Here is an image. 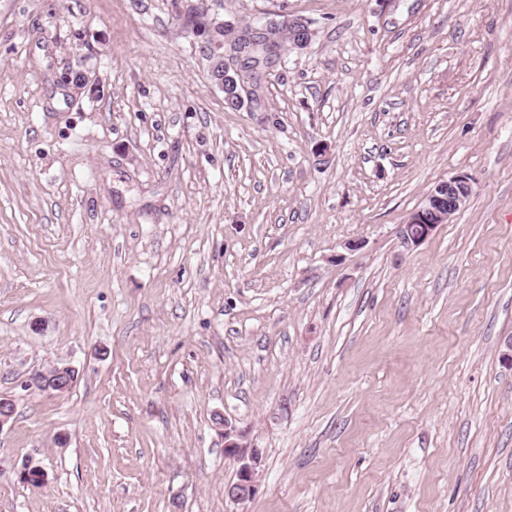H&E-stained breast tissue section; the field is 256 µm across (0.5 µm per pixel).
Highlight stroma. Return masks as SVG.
<instances>
[{
	"instance_id": "obj_1",
	"label": "stroma",
	"mask_w": 512,
	"mask_h": 512,
	"mask_svg": "<svg viewBox=\"0 0 512 512\" xmlns=\"http://www.w3.org/2000/svg\"><path fill=\"white\" fill-rule=\"evenodd\" d=\"M511 337L512 0H0V512H512ZM283 23H269L266 26V32L261 36H257L251 32L250 28H239L234 26L236 25L235 23L224 21V28L226 26L236 27V32L240 36L236 37L235 41L227 43L224 31L212 34L213 30H211L208 32L207 40L210 39L211 34L212 38L208 41L209 46H207V49L211 51L210 46L214 44V41H221L225 50H230V52L235 53V56L237 54L238 56L245 57L244 64L247 65L246 67L257 73V70L263 69L269 64L270 58L276 54L277 50L288 46V40L282 38ZM221 42H215L214 51H217L222 46ZM470 193L471 187L463 177L439 183L403 225L404 242L418 244L424 241L439 224L448 223L466 205ZM75 373V368L70 365L53 366L49 370L33 373L25 386L42 392H53V389H56L54 392L61 393L57 390L70 387ZM225 424L224 430V451L227 455L233 456L240 462L238 468V480L228 487V497L233 501H244L250 498L255 490V479L258 473V467L261 464L262 455L257 448L250 451L241 448V446L231 439V432H228Z\"/></svg>"
}]
</instances>
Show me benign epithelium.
Instances as JSON below:
<instances>
[{"mask_svg": "<svg viewBox=\"0 0 512 512\" xmlns=\"http://www.w3.org/2000/svg\"><path fill=\"white\" fill-rule=\"evenodd\" d=\"M286 25L288 30L294 33L292 47L305 48L308 45V40L304 37L305 20L294 17L286 21ZM470 193L471 187L462 177H454L439 183L403 225L404 242L418 244L424 241L439 225L448 223L451 217L466 205ZM75 373V368L70 365L54 366L49 370L33 373L26 381V387L42 392L63 390L71 386ZM224 440L225 453L240 462L238 480L228 487L227 494L233 501H244L254 493L262 455L256 448L249 451L241 448L231 439V433L228 431L224 432Z\"/></svg>", "mask_w": 512, "mask_h": 512, "instance_id": "7a95c632", "label": "benign epithelium"}]
</instances>
